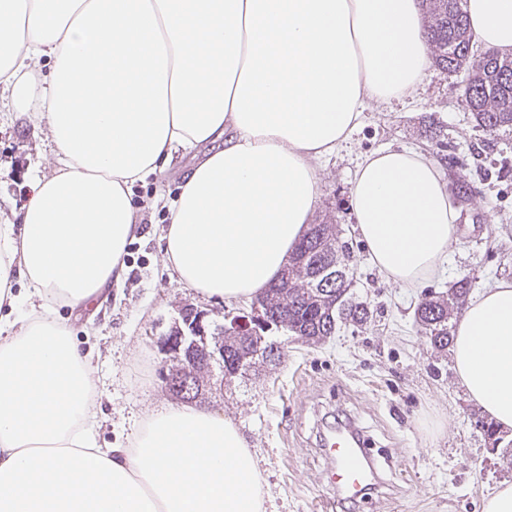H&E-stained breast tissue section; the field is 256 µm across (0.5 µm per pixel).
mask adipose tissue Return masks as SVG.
Returning <instances> with one entry per match:
<instances>
[{"label": "adipose tissue", "instance_id": "obj_1", "mask_svg": "<svg viewBox=\"0 0 512 512\" xmlns=\"http://www.w3.org/2000/svg\"><path fill=\"white\" fill-rule=\"evenodd\" d=\"M465 9L482 45L512 51V0ZM428 62L418 0H0V98L57 156L0 225V302L20 312L0 336V512H266L247 439L213 412L167 406L101 447L90 360L54 308L125 279L133 186L201 144L167 205L166 264L206 297L258 296L314 213L317 162ZM350 204L401 287L434 279L457 243L444 175L417 150L365 156ZM451 353L468 400L512 429V281L470 301Z\"/></svg>", "mask_w": 512, "mask_h": 512}]
</instances>
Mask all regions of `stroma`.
Segmentation results:
<instances>
[{
  "label": "stroma",
  "instance_id": "1",
  "mask_svg": "<svg viewBox=\"0 0 512 512\" xmlns=\"http://www.w3.org/2000/svg\"><path fill=\"white\" fill-rule=\"evenodd\" d=\"M458 77L428 67L418 91L391 103L367 102L360 125L344 146L317 162L315 220L330 219L348 242L352 290L374 311L360 327L344 326L312 344L286 330L269 336L283 346L272 364L246 377L207 387L202 403L246 436L263 478L268 512H313L327 496L321 481L327 459L320 439L336 421L356 424L381 484L337 512H482L484 498L512 483V430L492 446L476 425L452 368L450 352L436 350L414 324L425 292L445 291L462 277L479 293L512 280V130L491 136L478 128L458 89ZM441 124L439 140L425 134L424 118ZM385 147L421 151L444 169L446 182L466 175L472 193L458 199V243L445 271L424 289L406 291L386 281L354 231L350 189L357 164ZM206 146L176 157L170 170L134 187L142 205L139 235L130 244L123 284L95 307L77 313L58 307L81 351L92 354L100 396L102 446L126 441L137 422L173 399L159 376L160 336L188 304L221 325L253 313V302L224 303L183 287L165 271L162 236L168 224L156 195L174 196L182 176L203 159ZM54 156L23 113L0 103V224L12 221L34 177L51 173Z\"/></svg>",
  "mask_w": 512,
  "mask_h": 512
}]
</instances>
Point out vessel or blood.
Returning a JSON list of instances; mask_svg holds the SVG:
<instances>
[{"mask_svg": "<svg viewBox=\"0 0 512 512\" xmlns=\"http://www.w3.org/2000/svg\"><path fill=\"white\" fill-rule=\"evenodd\" d=\"M323 452L329 461L324 481L337 498L357 499L364 490L375 485L379 473L353 425H345L340 435L325 437Z\"/></svg>", "mask_w": 512, "mask_h": 512, "instance_id": "b4317fda", "label": "vessel or blood"}]
</instances>
